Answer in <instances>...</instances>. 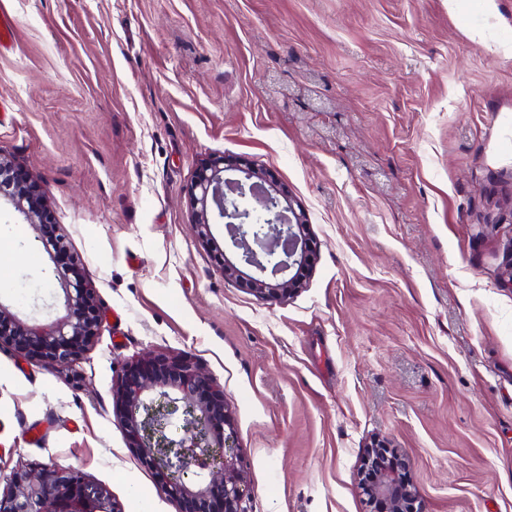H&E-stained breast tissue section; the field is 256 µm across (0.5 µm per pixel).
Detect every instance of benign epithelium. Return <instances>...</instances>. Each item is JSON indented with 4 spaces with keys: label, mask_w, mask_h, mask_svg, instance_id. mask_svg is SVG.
<instances>
[{
    "label": "benign epithelium",
    "mask_w": 512,
    "mask_h": 512,
    "mask_svg": "<svg viewBox=\"0 0 512 512\" xmlns=\"http://www.w3.org/2000/svg\"><path fill=\"white\" fill-rule=\"evenodd\" d=\"M198 235L211 242L222 224L224 248L233 259L224 269L242 274L263 299L284 301L305 287L303 270L315 257V242L302 206L268 172L243 160L214 158L200 165L188 186ZM5 198L46 251L64 242L46 235L50 218L37 187L0 157V198ZM57 281L56 305L63 315L47 323L18 319L0 302V344L34 354L44 366L72 362L98 336L102 317L93 292L70 266L47 271ZM183 416L189 438L174 440L164 429ZM116 417L142 464L153 469L161 491L183 505L181 512H244V460L224 396L187 361L155 357L130 366L117 388ZM361 491L376 512H425L401 457L380 447L364 460ZM0 512H120L100 484L72 469L44 466L36 474L15 472L0 491Z\"/></svg>",
    "instance_id": "1"
}]
</instances>
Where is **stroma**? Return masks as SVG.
I'll use <instances>...</instances> for the list:
<instances>
[{
    "label": "stroma",
    "mask_w": 512,
    "mask_h": 512,
    "mask_svg": "<svg viewBox=\"0 0 512 512\" xmlns=\"http://www.w3.org/2000/svg\"><path fill=\"white\" fill-rule=\"evenodd\" d=\"M0 156L66 252L0 206V303L53 312L78 266L104 315L72 364L0 345V479L46 465L121 512H180L115 416L125 369L191 361L223 394L248 512H370L362 457L426 512H512V0H0ZM305 209L307 286L257 297L199 238L216 156Z\"/></svg>",
    "instance_id": "35a3bbf8"
}]
</instances>
